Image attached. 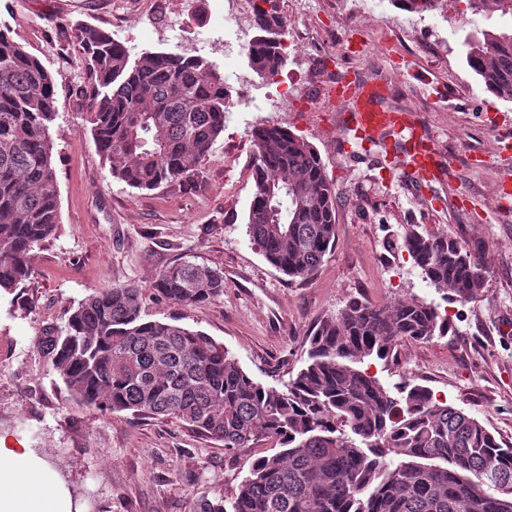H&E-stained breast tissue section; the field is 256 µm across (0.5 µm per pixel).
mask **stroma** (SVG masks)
<instances>
[{
	"mask_svg": "<svg viewBox=\"0 0 512 512\" xmlns=\"http://www.w3.org/2000/svg\"><path fill=\"white\" fill-rule=\"evenodd\" d=\"M288 28L343 40L344 49L286 51L276 78L258 75L245 51L224 43L256 36L253 15L233 19L224 0H0V27L58 78L52 123L59 184L55 237L31 252L33 275L0 296V435L60 469L83 512H194L199 500L230 499L258 446L234 455L174 419L104 414L77 401L41 340L63 331L71 307L93 288L149 287L166 267L189 260L220 270L224 294L196 307L147 298L148 319L205 333L224 344L255 381L283 388L304 366L308 334L351 298L376 305L421 299L448 330L428 342L404 340L393 360L363 366L396 392L405 380L476 417L512 443V102L488 91L468 65L476 32L512 30L500 12L476 15L468 0H437L413 13L385 0H275ZM81 24L103 27L132 58L146 52L202 55L230 83L240 106L196 174L184 183L138 190L112 178L85 120L90 76L76 39ZM382 83V106L412 114L435 146L441 169L420 181L401 168L397 135L365 145L340 119L342 77ZM288 109H268L283 87ZM274 123L319 152L338 194L336 248L317 273L292 279L271 266L245 234L255 190L251 131ZM481 243L489 271L479 301L462 303L423 281L398 246L409 226Z\"/></svg>",
	"mask_w": 512,
	"mask_h": 512,
	"instance_id": "stroma-1",
	"label": "stroma"
}]
</instances>
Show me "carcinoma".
I'll return each mask as SVG.
<instances>
[{"instance_id":"cac0c4a2","label":"carcinoma","mask_w":512,"mask_h":512,"mask_svg":"<svg viewBox=\"0 0 512 512\" xmlns=\"http://www.w3.org/2000/svg\"><path fill=\"white\" fill-rule=\"evenodd\" d=\"M476 12L512 15V0H469ZM260 35L247 55L274 77L286 23L272 0L254 6ZM92 75L87 122L112 177L140 190L195 174L224 133L229 92L202 55L145 53L98 26L77 30ZM467 62L487 90L512 101V33L482 32ZM57 77L0 28V292L32 276L30 253L55 235L59 191L50 125ZM255 191L246 235L283 274L307 279L336 245V189L320 154L275 124L251 131ZM403 248L422 278L459 302L477 301L488 275L476 247L409 229ZM153 295L183 307L224 295V274L182 261L159 271ZM135 283L93 288L58 336L44 341L73 396L103 413L176 419L233 453L263 442L230 505L196 512H512V444L419 384L391 395L357 364L391 360L397 344L446 328L422 300H349L309 334L308 361L285 389L254 381L208 336L146 321Z\"/></svg>"}]
</instances>
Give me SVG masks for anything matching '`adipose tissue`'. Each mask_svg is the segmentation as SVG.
Wrapping results in <instances>:
<instances>
[{
	"label": "adipose tissue",
	"instance_id": "1",
	"mask_svg": "<svg viewBox=\"0 0 512 512\" xmlns=\"http://www.w3.org/2000/svg\"><path fill=\"white\" fill-rule=\"evenodd\" d=\"M0 512H72L60 474L33 450L7 447L1 438Z\"/></svg>",
	"mask_w": 512,
	"mask_h": 512
}]
</instances>
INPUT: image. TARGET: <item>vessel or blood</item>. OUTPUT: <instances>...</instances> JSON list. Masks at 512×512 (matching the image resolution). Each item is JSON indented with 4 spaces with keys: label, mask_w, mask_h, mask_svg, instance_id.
Returning <instances> with one entry per match:
<instances>
[{
    "label": "vessel or blood",
    "mask_w": 512,
    "mask_h": 512,
    "mask_svg": "<svg viewBox=\"0 0 512 512\" xmlns=\"http://www.w3.org/2000/svg\"><path fill=\"white\" fill-rule=\"evenodd\" d=\"M341 93L347 94L352 100V108L344 115L343 122L348 130L365 141L376 139L382 130L394 128L399 131H413L415 123L410 114L390 112L381 108L379 100L383 88L379 85H353L348 79H341L338 84ZM434 146L422 147L417 142H410L404 164L411 174L427 179L434 168Z\"/></svg>",
    "instance_id": "1"
}]
</instances>
